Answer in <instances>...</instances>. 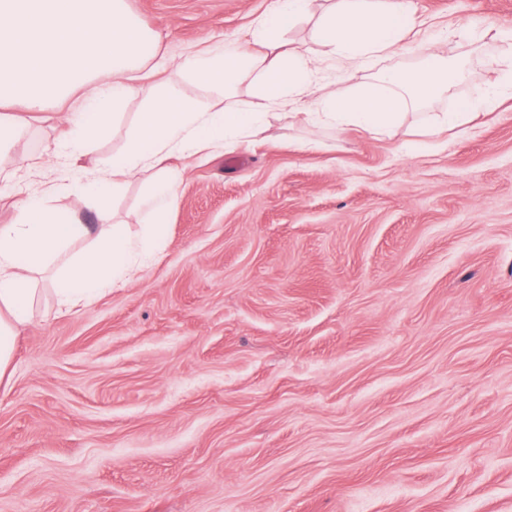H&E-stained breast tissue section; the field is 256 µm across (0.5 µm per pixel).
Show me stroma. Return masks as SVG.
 Segmentation results:
<instances>
[{
  "instance_id": "35a3bbf8",
  "label": "stroma",
  "mask_w": 512,
  "mask_h": 512,
  "mask_svg": "<svg viewBox=\"0 0 512 512\" xmlns=\"http://www.w3.org/2000/svg\"><path fill=\"white\" fill-rule=\"evenodd\" d=\"M127 2L164 90L203 109L223 89L173 60L271 4ZM413 3L452 30L512 28V0ZM426 49L466 76L399 127L268 113L244 146L176 159L167 247L136 279L63 312L37 275L0 383V512H512V98L430 121L496 84L512 45L427 30L338 87ZM67 119L23 113L26 149ZM148 181L110 204L134 239Z\"/></svg>"
}]
</instances>
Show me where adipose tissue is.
Listing matches in <instances>:
<instances>
[{
    "mask_svg": "<svg viewBox=\"0 0 512 512\" xmlns=\"http://www.w3.org/2000/svg\"><path fill=\"white\" fill-rule=\"evenodd\" d=\"M308 3L274 0L243 34L177 61L193 80L223 88V107L203 111L161 92L146 67L157 42L127 0H0V108L40 112L54 102L71 108L68 129L36 157L18 151L19 125L0 118V187L19 192L16 221L0 225V381L31 319L34 272L55 267V292L66 308L128 281L163 250L161 226L180 182L178 171L162 166L168 156L236 148L261 131L270 109L382 133L408 104L449 91L455 80L450 59L433 53L417 75L387 70L359 93L340 92L337 76L404 48L416 24L413 2L328 0L316 30L326 48L318 65L300 45L280 37ZM244 79L254 88L255 105L236 99ZM134 95L142 96L145 109L125 148L105 166L83 165L88 142L109 134L117 109ZM62 162L71 174L53 177ZM147 172L152 179L145 204L154 223L137 247L107 203L129 179ZM59 191L97 201L96 223H80L51 206L50 196ZM86 239L93 240L92 250L65 258L71 243Z\"/></svg>",
    "mask_w": 512,
    "mask_h": 512,
    "instance_id": "adipose-tissue-1",
    "label": "adipose tissue"
}]
</instances>
